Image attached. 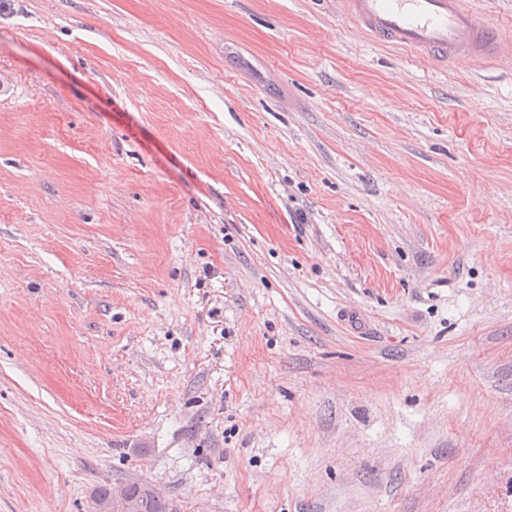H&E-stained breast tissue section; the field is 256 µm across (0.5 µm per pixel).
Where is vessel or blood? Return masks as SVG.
Returning <instances> with one entry per match:
<instances>
[{
    "label": "vessel or blood",
    "mask_w": 512,
    "mask_h": 512,
    "mask_svg": "<svg viewBox=\"0 0 512 512\" xmlns=\"http://www.w3.org/2000/svg\"><path fill=\"white\" fill-rule=\"evenodd\" d=\"M348 18L372 40L414 51L434 65L507 57L512 37L467 0H344Z\"/></svg>",
    "instance_id": "b4317fda"
}]
</instances>
